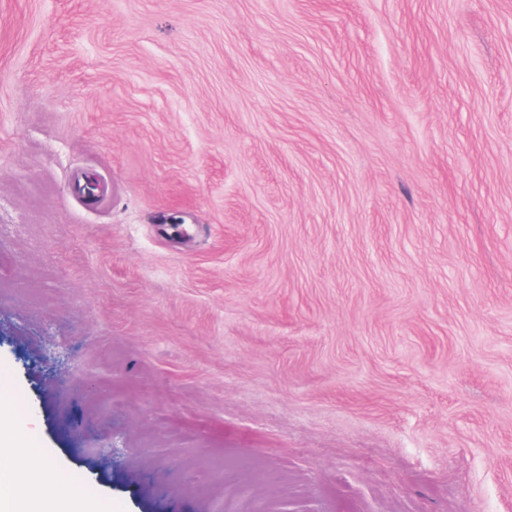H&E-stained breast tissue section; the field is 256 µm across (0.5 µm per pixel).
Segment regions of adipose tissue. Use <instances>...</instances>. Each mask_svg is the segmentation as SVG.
<instances>
[{
	"mask_svg": "<svg viewBox=\"0 0 512 512\" xmlns=\"http://www.w3.org/2000/svg\"><path fill=\"white\" fill-rule=\"evenodd\" d=\"M35 484L49 488V495H21L14 487L9 467L0 468V512H102L100 501L81 496L63 483L60 471L42 455L29 457Z\"/></svg>",
	"mask_w": 512,
	"mask_h": 512,
	"instance_id": "ef3b65f1",
	"label": "adipose tissue"
}]
</instances>
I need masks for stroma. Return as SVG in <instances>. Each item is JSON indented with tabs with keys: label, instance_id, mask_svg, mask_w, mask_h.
<instances>
[{
	"label": "stroma",
	"instance_id": "stroma-1",
	"mask_svg": "<svg viewBox=\"0 0 512 512\" xmlns=\"http://www.w3.org/2000/svg\"><path fill=\"white\" fill-rule=\"evenodd\" d=\"M1 389L106 512H512V0H0Z\"/></svg>",
	"mask_w": 512,
	"mask_h": 512
}]
</instances>
